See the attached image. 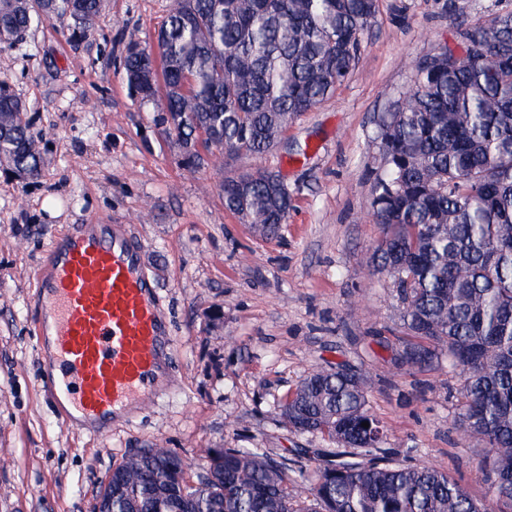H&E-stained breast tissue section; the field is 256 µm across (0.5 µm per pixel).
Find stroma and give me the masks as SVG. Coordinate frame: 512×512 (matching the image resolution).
Wrapping results in <instances>:
<instances>
[{
    "label": "stroma",
    "instance_id": "stroma-1",
    "mask_svg": "<svg viewBox=\"0 0 512 512\" xmlns=\"http://www.w3.org/2000/svg\"><path fill=\"white\" fill-rule=\"evenodd\" d=\"M171 6L107 0L80 47L65 39L69 19L56 17L0 51V76L26 104L43 155L32 180L0 165V512H93L112 468L157 446L195 477L212 449L261 448L287 458L307 490L334 445L290 430L280 406L305 375L342 363L367 372L392 458L444 469L483 498L482 444L458 422L460 375L399 369L382 347L401 333L400 303L368 263L382 236L370 202L385 169L379 125L415 63L460 21L512 0H379L358 64L332 98L267 153L195 170L118 70L127 45L151 41ZM258 166L283 177L294 205L272 238L227 212L220 189ZM105 216L144 246L171 323L172 389L97 438L63 424L40 380L33 293L52 240Z\"/></svg>",
    "mask_w": 512,
    "mask_h": 512
}]
</instances>
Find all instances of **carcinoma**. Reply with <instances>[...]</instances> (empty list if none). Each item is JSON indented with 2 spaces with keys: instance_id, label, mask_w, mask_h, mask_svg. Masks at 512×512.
Wrapping results in <instances>:
<instances>
[{
  "instance_id": "1",
  "label": "carcinoma",
  "mask_w": 512,
  "mask_h": 512,
  "mask_svg": "<svg viewBox=\"0 0 512 512\" xmlns=\"http://www.w3.org/2000/svg\"><path fill=\"white\" fill-rule=\"evenodd\" d=\"M378 0H174L157 46L128 44L119 69L143 102L163 103L165 131L195 149L259 156L288 124L331 98L355 69ZM104 0H0V49L54 17L67 41L93 36ZM467 65L442 46L414 67L410 99L380 123L386 169L372 189L383 235L371 262L396 288L405 335L387 345L412 370L457 371L463 429L483 442L488 495L448 472L373 458L385 427L369 383L346 364L317 370L288 394L284 422L339 447L303 495L285 461L261 448H216L194 482L185 460L143 448L112 469L100 512H512V11L456 27ZM39 176L42 155L23 101L0 78V163ZM225 209L275 236L293 208L256 170L222 183ZM368 422L364 428L361 423Z\"/></svg>"
}]
</instances>
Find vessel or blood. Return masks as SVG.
Masks as SVG:
<instances>
[{"label":"vessel or blood","instance_id":"vessel-or-blood-1","mask_svg":"<svg viewBox=\"0 0 512 512\" xmlns=\"http://www.w3.org/2000/svg\"><path fill=\"white\" fill-rule=\"evenodd\" d=\"M35 288L40 376L65 424L106 436L158 403L170 323L126 225L101 217L56 237Z\"/></svg>","mask_w":512,"mask_h":512}]
</instances>
